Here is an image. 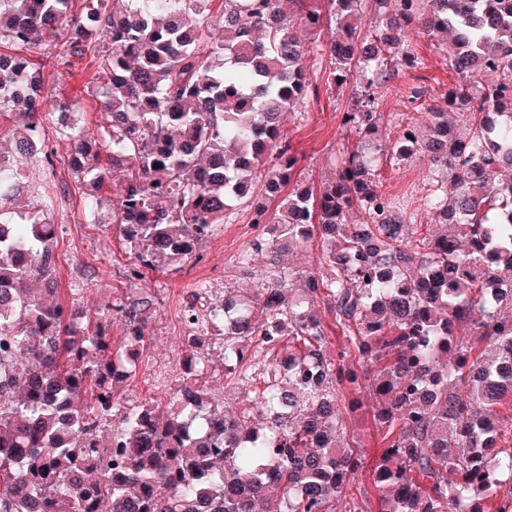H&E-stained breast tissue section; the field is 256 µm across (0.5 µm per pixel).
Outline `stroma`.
<instances>
[{
  "instance_id": "35a3bbf8",
  "label": "stroma",
  "mask_w": 512,
  "mask_h": 512,
  "mask_svg": "<svg viewBox=\"0 0 512 512\" xmlns=\"http://www.w3.org/2000/svg\"><path fill=\"white\" fill-rule=\"evenodd\" d=\"M407 38L423 59L421 68L400 71L399 75L380 89V110L386 119L379 128L381 141L396 140L403 125L426 124L423 105L411 101L410 91L415 87L428 89L432 103L443 107L444 95L454 83L448 63L437 51V44L445 43L443 35L429 37L415 27H408ZM304 63L316 91L295 112L284 117V130L292 137V146L298 158L296 172L304 184L318 189L334 180L339 164V145H359L356 133L346 132L340 119L351 110L355 98L350 86H330L333 70L327 56L311 53ZM46 92L49 98L64 99L84 108L83 119L89 131H96L102 118L89 99V74L82 63L69 68H47ZM55 178L52 188L64 196L65 203L51 219L57 229L58 288L65 299H76L83 310H95L108 303L125 300L141 291L151 292L154 313L150 319L152 339L143 352L137 374L126 388L123 397L130 404L150 400L167 403L177 390L182 372L179 359L185 339L190 333L182 315L186 305L202 311L210 302L219 300L230 289L254 287L265 272L267 254H253L249 268H241L239 257L247 251L256 237L249 220L251 210L241 204L227 211L216 235L203 241L195 255L186 261L180 271L147 272L144 279L130 277L132 260L119 240L118 231L109 224L88 223L83 215V200L90 188L74 179L68 164V148H55ZM439 168L430 167L423 157L393 164L382 161L379 166V188L406 208L413 223L428 224L431 214L424 198L433 180L440 176ZM209 371L206 387L216 402L226 409L240 408L261 387L259 367H251L247 383L227 382L222 369V345L210 341L207 348ZM354 435L362 447L363 465L355 476L358 488L370 489V472L385 451L380 435L365 412L351 417Z\"/></svg>"
}]
</instances>
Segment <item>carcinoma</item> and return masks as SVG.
<instances>
[{"instance_id": "obj_1", "label": "carcinoma", "mask_w": 512, "mask_h": 512, "mask_svg": "<svg viewBox=\"0 0 512 512\" xmlns=\"http://www.w3.org/2000/svg\"><path fill=\"white\" fill-rule=\"evenodd\" d=\"M212 2L0 0V117L15 119L0 146V512H335L336 500L341 512H512V423L499 412L512 402V0H374L392 13L366 33V0H291L288 13L283 0H220L216 13ZM326 17L337 39L297 38V24ZM413 24L452 34L448 107L467 112L457 126L431 105L429 138L404 128L376 152L396 163L427 153L451 170L425 197L446 226L430 236L379 190L364 152L344 150L317 193L298 183L281 123L306 103L303 59L316 51L338 85L357 76L360 108L341 125L377 134L378 89L421 65ZM84 58L104 116L94 133L79 106L43 95L46 67ZM484 73L497 80L474 90ZM50 112L77 178L100 190L123 172L110 213L137 278L181 268L259 177L278 204L271 217L254 208L250 223L272 228L250 250L318 242L315 267L271 271L260 306L233 295L191 319L163 408L118 400L150 341L151 298L92 316L60 301L56 194L2 220L33 159L54 175ZM320 303L342 338L334 348ZM212 331L227 379L246 382L264 354V387L233 413L203 382ZM360 408L385 441L374 496L350 492L362 458L343 412Z\"/></svg>"}]
</instances>
